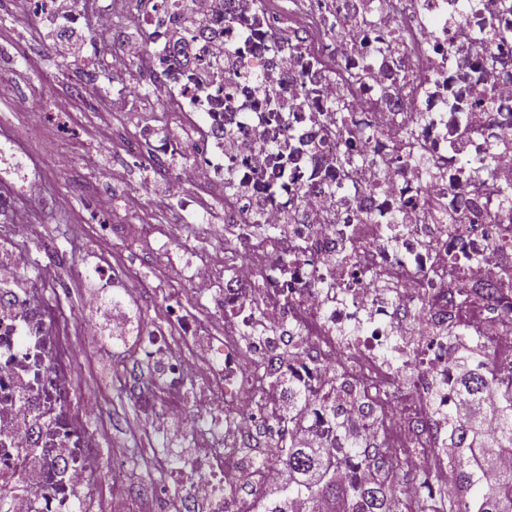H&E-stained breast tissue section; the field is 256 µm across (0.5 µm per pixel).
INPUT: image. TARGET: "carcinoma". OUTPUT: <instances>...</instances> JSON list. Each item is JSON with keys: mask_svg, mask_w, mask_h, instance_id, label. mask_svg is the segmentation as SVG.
I'll use <instances>...</instances> for the list:
<instances>
[{"mask_svg": "<svg viewBox=\"0 0 512 512\" xmlns=\"http://www.w3.org/2000/svg\"><path fill=\"white\" fill-rule=\"evenodd\" d=\"M459 395L482 413L498 420L490 435L475 417L448 413V444L456 449L453 466L456 485L448 490L453 508L449 512H512V469L499 467L503 453H512V363L484 364L473 372L456 363ZM298 408L288 415L287 452L282 462L288 492L265 503L263 512H289V503L298 494L308 499L309 512H393L396 498L404 494V478L384 467L383 448L373 431L363 432L338 452L326 446L318 450L303 447L296 434L310 426L307 396L297 392ZM365 467L371 476L363 481L349 478L347 471ZM493 472L496 481L488 486L481 473Z\"/></svg>", "mask_w": 512, "mask_h": 512, "instance_id": "carcinoma-1", "label": "carcinoma"}]
</instances>
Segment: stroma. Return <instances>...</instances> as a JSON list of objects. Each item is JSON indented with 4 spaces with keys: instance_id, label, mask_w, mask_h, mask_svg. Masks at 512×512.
Listing matches in <instances>:
<instances>
[{
    "instance_id": "1",
    "label": "stroma",
    "mask_w": 512,
    "mask_h": 512,
    "mask_svg": "<svg viewBox=\"0 0 512 512\" xmlns=\"http://www.w3.org/2000/svg\"><path fill=\"white\" fill-rule=\"evenodd\" d=\"M58 31L42 15L34 12L29 0H0V79L14 83V97L0 100V129L8 131L30 156L34 172L14 171L11 161L0 163V178L16 183L33 181L32 193H19L17 207L0 213L1 224L21 221L40 224L42 234L26 246L30 260L28 278L37 279L44 252L53 247L68 250L70 264L53 268L52 279H67L66 295L51 298L49 317L52 328L79 353L73 385L80 394L94 395L100 410L90 423L100 434L104 462L124 457L129 462L127 490L111 495L109 480L100 477L101 512H128V503L143 486H151L162 496L174 492L167 473L157 464L156 451L166 441L154 428H135L141 407L139 396L154 398L158 409L178 404L191 408L203 396L199 386L186 387L179 396L163 393L149 360L141 352V339L106 341L89 329L92 312L83 307V288L98 282L107 300L120 303L136 314L139 323L156 321L164 315V299L148 295L140 288L138 277L154 279L162 287H171L191 261L217 267L223 262L224 229L196 225L186 240L173 241L167 215L151 217V238L141 237L138 218L121 205H113L111 221L124 225L126 233L118 240L104 239L100 220L88 210L98 196L100 183L92 174V165L112 170L115 183L138 186L145 167H123L120 153L141 118L134 113L113 111L106 95L112 87L128 82L124 73L103 76L91 89L100 100L99 108H89L85 100L73 98L71 89L86 64L77 58L65 62L52 55L50 47ZM109 123L114 136L110 144L95 139L99 124ZM58 136L74 159L68 168L55 161L51 136ZM112 363L110 378H103V359Z\"/></svg>"
}]
</instances>
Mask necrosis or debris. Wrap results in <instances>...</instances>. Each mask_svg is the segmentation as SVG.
I'll return each instance as SVG.
<instances>
[{"label": "necrosis or debris", "mask_w": 512, "mask_h": 512, "mask_svg": "<svg viewBox=\"0 0 512 512\" xmlns=\"http://www.w3.org/2000/svg\"><path fill=\"white\" fill-rule=\"evenodd\" d=\"M39 2L94 33L76 94L133 72L112 91L149 117L127 154L189 189L176 205L133 188L126 209L166 212L177 240L189 224L232 238L221 277L185 276L208 320L172 296L142 342L164 391L208 388L180 512H250L284 453V367L322 440L385 416L386 468L438 500L456 480V339L512 350V0ZM123 15L140 58L108 49ZM38 232L0 226V512H99L98 405L73 410L76 353L44 289L18 285L15 244ZM333 383L363 402L326 414Z\"/></svg>", "instance_id": "necrosis-or-debris-1"}]
</instances>
